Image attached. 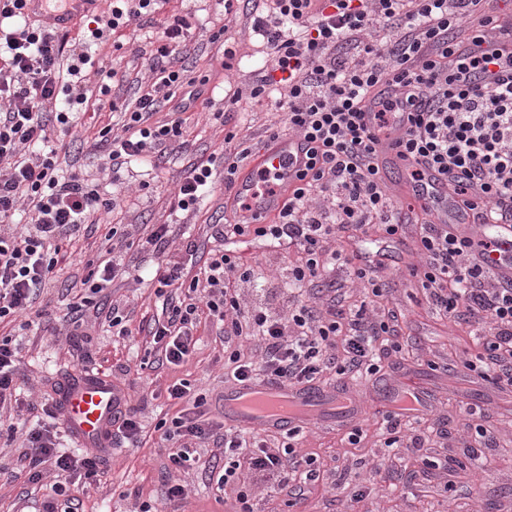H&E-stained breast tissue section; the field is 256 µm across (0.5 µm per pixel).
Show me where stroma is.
<instances>
[{
	"label": "stroma",
	"instance_id": "1",
	"mask_svg": "<svg viewBox=\"0 0 512 512\" xmlns=\"http://www.w3.org/2000/svg\"><path fill=\"white\" fill-rule=\"evenodd\" d=\"M169 9L186 14L193 29L210 32L226 29L236 51L229 70H222L216 56L219 47L207 44L190 49L184 64L192 77H209L215 91L207 106L195 105L184 144L175 145L165 156L149 157L136 164V180L121 176L107 187L121 205L102 215L96 230L76 237L67 252L66 266L54 287L44 289L46 313L37 325L18 331L24 373L23 392L28 400L41 402L57 396L62 381L91 367L111 376L113 366H133L148 355L147 331L163 318L166 300L159 297L150 281H114L101 293L100 310H88L84 320L92 327L89 336H73L63 320L72 300L67 286L72 277H84L87 263L95 259L109 228L127 224H166L175 243L193 242L199 250L213 248L212 227L224 223V135L234 131L254 147H262L267 130L278 120L276 113L254 105L235 112L230 123L216 120L224 109L227 88L248 83L265 55L244 17L226 20L204 0H169ZM134 98L128 83L112 85L99 114L80 118L83 141L76 145V174L94 178L100 153L93 137L101 124L119 123ZM211 161L216 172L215 189L198 210H173L171 201L177 184L194 164ZM147 182L138 190V182ZM368 249L385 254L382 274L390 284L389 298L404 316V351L389 356L381 373L373 378L340 377L335 370L320 374L317 384L325 389H342L361 401L358 420L364 436L358 446H350L342 427L315 425L299 436L268 431L274 444L292 442L297 456L314 455L323 472V488L305 498L288 500L285 494L261 491L257 494L259 512H512V390L498 385L494 378H477L466 362L479 350L477 335L451 331L425 304L420 289L411 287L407 266L415 262L411 243L395 244L372 238ZM119 304L127 335L115 336L102 316L111 304ZM414 377L429 397L423 426L440 425L441 434H429L427 442L402 451L398 462L388 463L386 413L379 403L389 391ZM188 380L194 392L206 399L210 416L223 421L222 398L235 385L231 366L224 363V339L210 322H201L189 361L183 365L159 364L143 375H130L125 389L128 402L137 408L144 428L139 446L113 443L105 453L98 483L73 484L72 495L83 512H135L144 500H154L158 512H232V495H218L204 472L184 475L168 470V450L159 439L156 426L176 407L167 401L166 388L176 380ZM155 397L142 401L145 390ZM20 433L13 441L0 444V512H37L44 490L29 483L16 466L23 452V432L34 421L21 413ZM481 457L468 469L422 472L419 461L426 454L451 456L467 461L472 448ZM187 486L184 500L171 503L163 493L168 485Z\"/></svg>",
	"mask_w": 512,
	"mask_h": 512
}]
</instances>
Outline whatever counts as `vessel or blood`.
Segmentation results:
<instances>
[{
    "label": "vessel or blood",
    "mask_w": 512,
    "mask_h": 512,
    "mask_svg": "<svg viewBox=\"0 0 512 512\" xmlns=\"http://www.w3.org/2000/svg\"><path fill=\"white\" fill-rule=\"evenodd\" d=\"M49 2L26 0L25 16L62 28L71 26L79 16L99 4V0H64L62 8L53 11L48 7ZM401 134L398 128L389 131L378 152L379 167L388 180L403 167L393 146ZM306 166L307 146L302 137L288 136L273 142L253 164L251 174L240 177L235 185V193L243 204V215L259 217L280 208L284 186L291 184ZM270 171L275 173L276 182L262 184V177ZM400 188L407 198L425 203L436 223H464L462 212L448 194L446 180L436 171H428L418 181L403 180ZM481 237L494 242L502 260L512 259V236L506 231L488 224ZM420 398L418 385L408 380L387 399L386 407L393 413L415 415L420 411ZM124 400L123 392L111 380L88 368L63 383L58 404L65 428L76 444L82 448H97L111 432L112 418ZM360 411L357 401L343 392L288 386L269 380L246 382L224 394L225 423L253 430L292 432L331 421L349 425Z\"/></svg>",
    "instance_id": "1"
}]
</instances>
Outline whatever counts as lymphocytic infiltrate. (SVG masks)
<instances>
[{"mask_svg": "<svg viewBox=\"0 0 512 512\" xmlns=\"http://www.w3.org/2000/svg\"><path fill=\"white\" fill-rule=\"evenodd\" d=\"M167 2L112 0L107 14L80 26L73 48L67 36L27 21L24 0H0V408L16 399L20 373L8 326L32 314L75 233L119 205L91 180L60 176L58 159L71 146L52 144L51 129L73 126L89 106L90 86L103 95L110 91L115 73L88 54V45L153 22ZM223 8L225 16L251 19L266 48L264 66L246 88L229 95L227 107L245 98L282 113L271 137L293 133L309 144L308 166L270 222L238 216L219 232L222 243L261 239L295 254L282 275L287 290L281 308L250 295L259 276L236 251L221 243L191 272L197 246L172 248L167 225L156 224L141 240L135 230L120 232L81 280L65 322L82 328L85 308L103 288L129 276L123 251L137 245L160 255L152 277L157 293H184L167 322L150 331L151 345L168 363L189 359L205 315L221 330L224 357L238 382L264 378L305 386L331 367L341 375H374L387 354L402 349L398 316L379 314L369 300L346 303L343 285L355 278L372 297L381 296V269L360 264L357 237L371 229L388 239L409 234L419 257L409 274L427 302L450 321L488 324L478 362L493 370L496 383L512 388V273L500 269L477 231L497 224L512 232V51L493 58L483 48L493 33L512 29L493 14L489 0H247L240 10L224 0ZM191 40L186 16L173 13L140 51L147 75L134 80L136 99L122 133L107 125L98 132L106 170L120 172L182 137L186 113L206 86L182 66ZM492 64L499 67L492 81L474 83ZM403 119L408 126L399 155L413 160L411 178L435 168L472 229L434 223L426 207H396L376 148ZM212 174L207 164L193 166L173 207L197 205L212 187ZM19 211L29 217L20 232L10 224ZM167 393L179 406L162 432L173 446L172 467L193 469L198 447L213 440L224 461L211 463L210 478L220 489L236 485L235 512H254V489L292 485L302 496L318 482L316 468L295 473L292 446H269L245 430L215 435L187 381L168 386ZM41 411L46 421L28 431L18 462L33 482L42 479L44 465L52 467L55 481L40 512H79L67 481H98L104 454L59 453L53 425L59 407L45 404Z\"/></svg>", "mask_w": 512, "mask_h": 512, "instance_id": "obj_1", "label": "lymphocytic infiltrate"}]
</instances>
